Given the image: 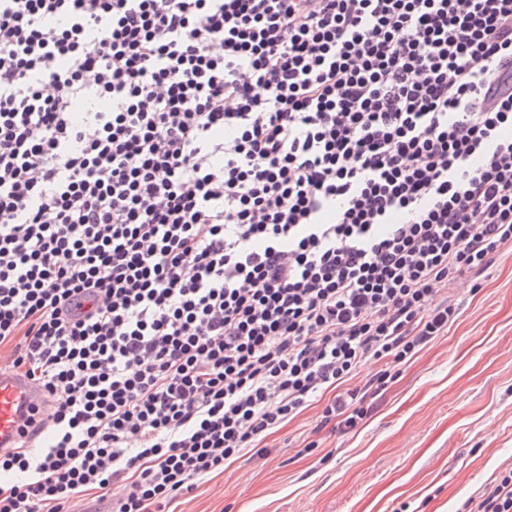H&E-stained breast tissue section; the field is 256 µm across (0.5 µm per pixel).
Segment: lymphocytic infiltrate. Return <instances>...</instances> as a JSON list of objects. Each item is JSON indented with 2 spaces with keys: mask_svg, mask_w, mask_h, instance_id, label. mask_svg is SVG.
<instances>
[{
  "mask_svg": "<svg viewBox=\"0 0 512 512\" xmlns=\"http://www.w3.org/2000/svg\"><path fill=\"white\" fill-rule=\"evenodd\" d=\"M509 250L512 0H0V348L54 400L0 512L356 429Z\"/></svg>",
  "mask_w": 512,
  "mask_h": 512,
  "instance_id": "lymphocytic-infiltrate-1",
  "label": "lymphocytic infiltrate"
}]
</instances>
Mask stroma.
Masks as SVG:
<instances>
[{
  "label": "stroma",
  "mask_w": 512,
  "mask_h": 512,
  "mask_svg": "<svg viewBox=\"0 0 512 512\" xmlns=\"http://www.w3.org/2000/svg\"><path fill=\"white\" fill-rule=\"evenodd\" d=\"M445 294L456 322L356 430L315 431L313 403L166 512H461L512 468V252Z\"/></svg>",
  "instance_id": "1"
}]
</instances>
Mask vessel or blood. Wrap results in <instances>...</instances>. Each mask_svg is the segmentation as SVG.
Returning <instances> with one entry per match:
<instances>
[{
    "label": "vessel or blood",
    "mask_w": 512,
    "mask_h": 512,
    "mask_svg": "<svg viewBox=\"0 0 512 512\" xmlns=\"http://www.w3.org/2000/svg\"><path fill=\"white\" fill-rule=\"evenodd\" d=\"M43 390L20 373L0 367V450L13 447L31 412H46Z\"/></svg>",
    "instance_id": "obj_1"
}]
</instances>
